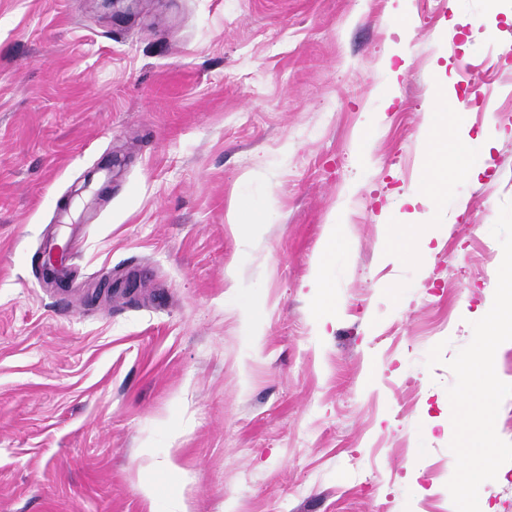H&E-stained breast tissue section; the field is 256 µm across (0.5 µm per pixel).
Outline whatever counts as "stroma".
I'll use <instances>...</instances> for the list:
<instances>
[{
  "label": "stroma",
  "instance_id": "1",
  "mask_svg": "<svg viewBox=\"0 0 512 512\" xmlns=\"http://www.w3.org/2000/svg\"><path fill=\"white\" fill-rule=\"evenodd\" d=\"M389 6L0 0V512H452L447 362L512 200V0H405V37ZM452 92L478 174L404 203ZM387 224L429 225L428 266L383 260ZM339 241L338 228L335 225H330L327 235L324 240L323 258L316 273V281L318 288H330L326 270V261L328 256L336 250V244Z\"/></svg>",
  "mask_w": 512,
  "mask_h": 512
}]
</instances>
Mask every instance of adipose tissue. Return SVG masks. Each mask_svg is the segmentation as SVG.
I'll return each instance as SVG.
<instances>
[{
	"label": "adipose tissue",
	"instance_id": "ef3b65f1",
	"mask_svg": "<svg viewBox=\"0 0 512 512\" xmlns=\"http://www.w3.org/2000/svg\"><path fill=\"white\" fill-rule=\"evenodd\" d=\"M461 105L455 96L437 99L426 114L423 126L426 136L423 146L425 163L421 178L406 195L410 204L436 199L440 194L441 175L449 173L454 180L475 176L469 156L473 140L469 130L461 125ZM455 124L454 133L445 139L435 132L447 124ZM430 236L421 224H389L385 227L382 256L386 261L418 260L428 262L431 257Z\"/></svg>",
	"mask_w": 512,
	"mask_h": 512
}]
</instances>
